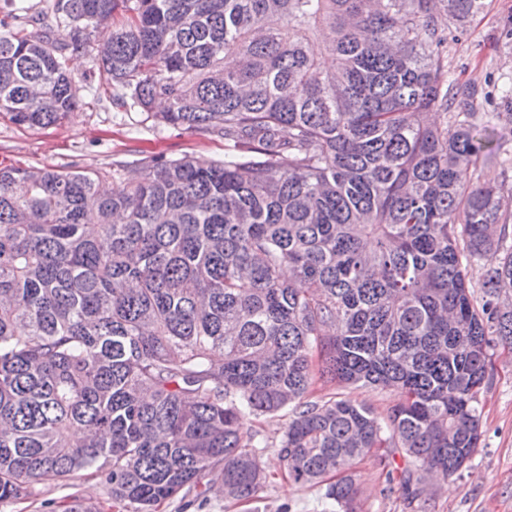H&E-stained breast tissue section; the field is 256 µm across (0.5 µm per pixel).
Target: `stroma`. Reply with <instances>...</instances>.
I'll list each match as a JSON object with an SVG mask.
<instances>
[{"label": "stroma", "instance_id": "35a3bbf8", "mask_svg": "<svg viewBox=\"0 0 512 512\" xmlns=\"http://www.w3.org/2000/svg\"><path fill=\"white\" fill-rule=\"evenodd\" d=\"M484 2L483 11L464 32L448 34V78L475 85L478 111L492 112L501 89L512 87V41L502 35L512 21V0ZM92 65L88 55L71 56L69 72L79 106L57 125L30 129L0 115L1 167L108 172L115 163L131 166L144 157L177 159L195 153L223 159V138L158 126L143 113L123 112L112 107L108 98L89 96L85 74ZM335 395L371 407L381 416L402 401L400 391L393 388H340L319 379L314 380L308 397L316 401ZM478 398L481 437L466 468L432 479L424 498L411 502L388 482L389 471L403 467L404 459L378 449L355 466L358 512H512V348H492ZM255 459L265 483L252 497L224 499L216 490L222 479L217 468L202 479L200 492L167 500L159 512H280L284 507L290 512H324L322 486H301L284 478L276 448L256 449ZM104 500L99 479L81 472L65 482L39 484L35 501L3 503L0 512H67L77 502L87 512H97Z\"/></svg>", "mask_w": 512, "mask_h": 512}]
</instances>
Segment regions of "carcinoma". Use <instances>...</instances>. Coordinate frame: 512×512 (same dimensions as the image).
Segmentation results:
<instances>
[{"label":"carcinoma","instance_id":"1","mask_svg":"<svg viewBox=\"0 0 512 512\" xmlns=\"http://www.w3.org/2000/svg\"><path fill=\"white\" fill-rule=\"evenodd\" d=\"M482 6L3 0L0 114L59 123L84 52L94 97L105 81L126 112L221 136L224 160L0 168V502L87 471L107 504L157 512L217 466L224 498H249L239 416L286 406L264 447L328 512H356L374 448L402 454L411 499L471 459L489 350L512 346V159L487 134L512 124V90L476 111L438 18L462 32ZM316 376L404 400L384 418L309 401Z\"/></svg>","mask_w":512,"mask_h":512}]
</instances>
